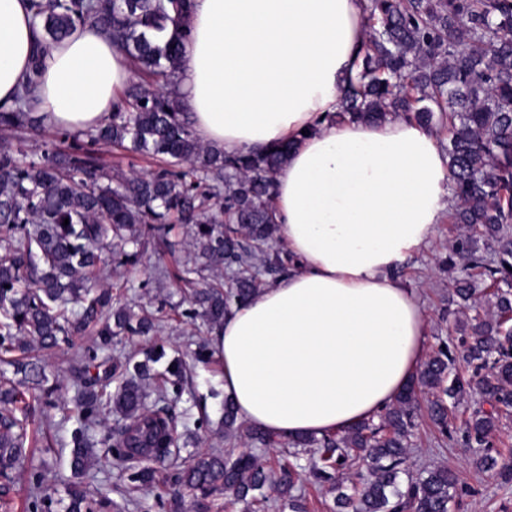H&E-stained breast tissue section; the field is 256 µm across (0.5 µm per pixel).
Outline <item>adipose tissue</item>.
I'll use <instances>...</instances> for the list:
<instances>
[{
	"label": "adipose tissue",
	"mask_w": 512,
	"mask_h": 512,
	"mask_svg": "<svg viewBox=\"0 0 512 512\" xmlns=\"http://www.w3.org/2000/svg\"><path fill=\"white\" fill-rule=\"evenodd\" d=\"M177 89L197 137L227 153L292 148L274 182L288 277L215 332L238 416L276 438L374 419L421 368L426 312L400 269L451 206L436 135L403 118L327 122L360 70L363 0H194ZM24 0H0V102L28 69ZM109 36L85 24L45 57L38 111L84 131L130 82Z\"/></svg>",
	"instance_id": "obj_1"
}]
</instances>
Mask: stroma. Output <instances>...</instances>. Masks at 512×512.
Here are the masks:
<instances>
[{"mask_svg":"<svg viewBox=\"0 0 512 512\" xmlns=\"http://www.w3.org/2000/svg\"><path fill=\"white\" fill-rule=\"evenodd\" d=\"M461 230V225L455 223L438 225L429 244L407 263L402 272L406 286L415 289L428 315L427 342L432 352L443 343L449 350L458 351L464 337L456 325V314L448 308L453 274L439 267L440 260L448 256L449 248ZM156 258L154 242H147L141 263L109 268L104 281L123 300L151 302L164 321L163 332L157 336L126 337L106 347L88 333L75 337L74 348L45 355L48 376L59 377L61 381V400L70 402L76 396L77 385L67 367L73 349L93 348L99 355L114 358L132 353L142 361L148 353L161 347L166 359L184 356L191 370L185 392L172 404V411L179 421L187 423L194 433L182 449V457L189 459L200 451L221 448L236 453L247 451L264 465H274L281 457L282 445L276 443L264 447L244 439L225 440L220 360L214 352L203 355L198 352L199 343L211 340L213 332L201 318L190 316V306L181 301L175 286L166 281H148L144 264ZM478 401V395L474 394L454 409L456 424L446 436L441 435L427 417H418L407 470L413 475L435 465L453 470L457 484L452 491L449 512H512V484L501 485L495 472L478 468L479 449L466 446L462 438V421ZM74 426L75 421L66 409L53 410L48 422L39 417L34 419L28 431L24 466L15 470L10 484L0 485V512H29L30 475L36 470L41 473L42 512H66L74 482L69 466ZM83 485L90 494L100 493L108 498V506L100 508L99 512H244L243 504L228 495L210 497L206 508L202 509L191 499H173L163 485L158 486L156 492L142 496L140 504H133L128 494L129 480L121 477L119 468L110 463L91 468Z\"/></svg>","mask_w":512,"mask_h":512,"instance_id":"stroma-1","label":"stroma"}]
</instances>
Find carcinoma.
<instances>
[{
    "label": "carcinoma",
    "mask_w": 512,
    "mask_h": 512,
    "mask_svg": "<svg viewBox=\"0 0 512 512\" xmlns=\"http://www.w3.org/2000/svg\"><path fill=\"white\" fill-rule=\"evenodd\" d=\"M40 36L29 69L11 103L0 104V132L45 130L35 90L44 58L79 25L105 30L132 72V85L112 104L109 122L73 139L65 151L27 152L0 146V478L13 480L36 412L59 407L42 360L33 348L54 352L73 337L92 332L107 345L117 336H156L153 319L137 315L112 296L102 275L113 262L136 264L128 251L146 238L175 252L170 233L190 229L193 266L158 261L150 277L188 289L191 314L222 325L231 305L256 294L265 273L277 281L292 267L279 245L273 205L275 176L290 146L226 154L202 144L186 106L166 93L178 77L188 32L191 0H28ZM368 44L357 80L342 90L338 120L382 121L404 117L430 127L448 126V167L454 219L464 225L448 256L462 261L449 302L467 308L476 293L473 270L484 269L490 290L483 313L466 317L471 331L461 358L472 368L466 379L450 373L456 356L442 346L422 364L396 403L379 415L322 438L287 442L288 459L274 476L253 455L204 452L181 461L179 421L168 396H180L188 368L182 358L150 373L130 356L112 362L96 350L79 356L81 381L74 400L70 468L83 476L96 463L114 459L129 472L132 489L156 487V471L128 463L146 458L171 471L170 481L202 502L228 492L262 512L264 490L274 487L291 512H304L292 494L302 473L294 459L312 448L324 480L349 473L353 494L336 503L351 512H448L455 475L446 467L398 481L408 460L414 419L420 413L448 433V403L477 389L491 410L478 408L464 423L466 442L489 445L500 418L512 411V0H368ZM160 158L147 176L112 174L92 147ZM68 225H63L64 220ZM21 379H15V376ZM152 380L156 397L145 381ZM116 388H111V385ZM123 424L100 437L93 432L104 412ZM237 412L224 399L227 438L239 433ZM371 479L361 482L357 462ZM503 482H512V462L489 453L478 459ZM68 512H93L88 492H70Z\"/></svg>",
    "instance_id": "obj_1"
}]
</instances>
